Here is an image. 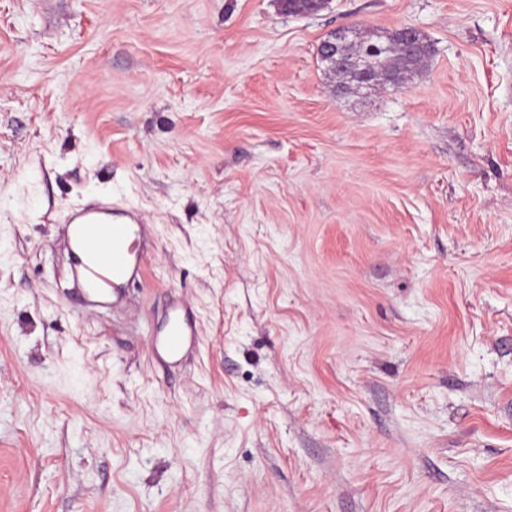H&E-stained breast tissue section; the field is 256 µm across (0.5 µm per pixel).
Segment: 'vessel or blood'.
Returning a JSON list of instances; mask_svg holds the SVG:
<instances>
[{
	"label": "vessel or blood",
	"mask_w": 512,
	"mask_h": 512,
	"mask_svg": "<svg viewBox=\"0 0 512 512\" xmlns=\"http://www.w3.org/2000/svg\"><path fill=\"white\" fill-rule=\"evenodd\" d=\"M64 224L76 275L89 296L116 293L139 276L147 226L135 209L93 201L72 210Z\"/></svg>",
	"instance_id": "b4317fda"
}]
</instances>
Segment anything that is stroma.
Listing matches in <instances>:
<instances>
[{"label":"stroma","instance_id":"stroma-1","mask_svg":"<svg viewBox=\"0 0 512 512\" xmlns=\"http://www.w3.org/2000/svg\"><path fill=\"white\" fill-rule=\"evenodd\" d=\"M344 26L432 54L339 95ZM0 512H512V0H0ZM67 242L82 288L89 296L112 293L139 276L145 264L147 224L132 208L93 201L65 218Z\"/></svg>","mask_w":512,"mask_h":512}]
</instances>
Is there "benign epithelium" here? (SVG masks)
<instances>
[{
	"label": "benign epithelium",
	"mask_w": 512,
	"mask_h": 512,
	"mask_svg": "<svg viewBox=\"0 0 512 512\" xmlns=\"http://www.w3.org/2000/svg\"><path fill=\"white\" fill-rule=\"evenodd\" d=\"M326 3L327 0H281V4L288 6V12L292 14H314ZM418 34L419 30L412 27L399 30L396 40L399 55L404 56L413 51ZM391 49L388 35L374 31L366 39L359 28L351 26L330 33L319 44L317 57L330 74L336 75L342 71L351 74L352 81L346 86L348 90L377 89L386 86L398 88L403 86L407 79L397 66L393 65L383 71L373 68V61Z\"/></svg>",
	"instance_id": "obj_1"
}]
</instances>
